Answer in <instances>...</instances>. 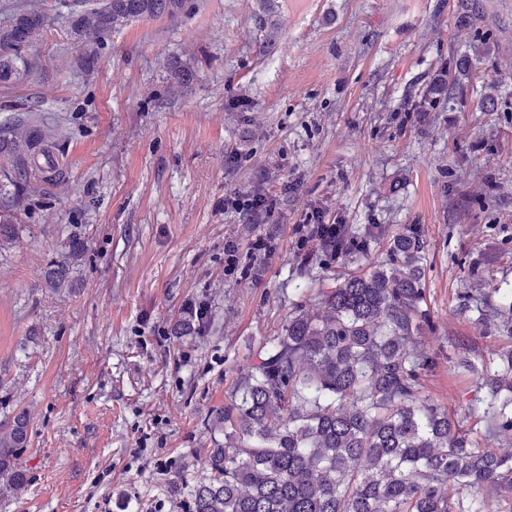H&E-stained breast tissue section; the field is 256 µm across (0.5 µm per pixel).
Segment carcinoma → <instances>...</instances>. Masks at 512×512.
Segmentation results:
<instances>
[{
    "mask_svg": "<svg viewBox=\"0 0 512 512\" xmlns=\"http://www.w3.org/2000/svg\"><path fill=\"white\" fill-rule=\"evenodd\" d=\"M186 0L61 3L85 49L117 26L176 15ZM46 0H26L0 29V82L19 78L28 50L46 35ZM45 135L23 123L0 135V158L27 189L60 173ZM420 230L396 236L390 259L345 278L310 310L288 316L260 362L236 383L211 426L224 445L207 450V477L190 491L191 512H512V450L482 448L463 420L434 403L422 377L429 357L419 337L429 323ZM67 261L47 272L64 286ZM499 320L512 338V291L498 305H464ZM479 379L487 389L489 436L512 431V347L496 353ZM25 411L0 425V478L16 491L28 442Z\"/></svg>",
    "mask_w": 512,
    "mask_h": 512,
    "instance_id": "carcinoma-1",
    "label": "carcinoma"
}]
</instances>
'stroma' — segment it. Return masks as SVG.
I'll return each instance as SVG.
<instances>
[{"mask_svg":"<svg viewBox=\"0 0 512 512\" xmlns=\"http://www.w3.org/2000/svg\"><path fill=\"white\" fill-rule=\"evenodd\" d=\"M188 0L127 22L91 69L57 16L0 83V127H62V174L20 209L0 165V422L31 414L24 492L0 512H188L210 413L289 314L390 257L418 226L431 327L426 393L485 443L475 372L503 340L462 314L512 290V0ZM188 71L179 83L174 70ZM444 92L433 109L422 96ZM265 195L242 223L224 196ZM321 207L357 242L294 231ZM255 235L259 273L224 268ZM85 244L67 287L44 273ZM206 329L179 339L188 302Z\"/></svg>","mask_w":512,"mask_h":512,"instance_id":"obj_1","label":"stroma"}]
</instances>
